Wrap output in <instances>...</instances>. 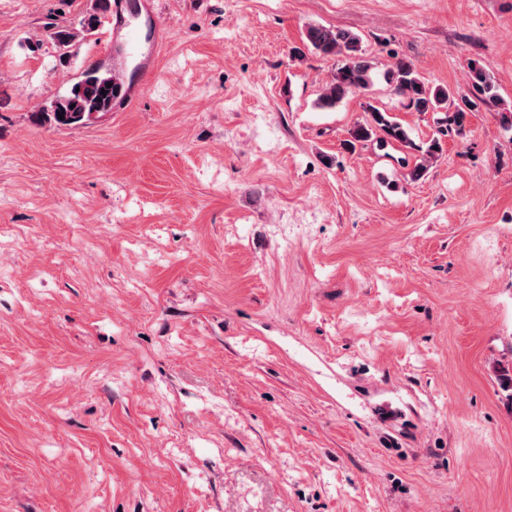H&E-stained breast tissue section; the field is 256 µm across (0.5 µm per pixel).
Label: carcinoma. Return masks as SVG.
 Listing matches in <instances>:
<instances>
[{"label":"carcinoma","instance_id":"carcinoma-1","mask_svg":"<svg viewBox=\"0 0 512 512\" xmlns=\"http://www.w3.org/2000/svg\"><path fill=\"white\" fill-rule=\"evenodd\" d=\"M108 9L109 0H95L92 10L80 21V32L52 23L46 24L45 31L56 47L67 48L79 34L94 32L101 22V14ZM306 39L315 50L341 58L340 66L317 99L318 108L332 109L350 94L367 89L374 83L373 65L361 52L360 38L352 32L311 25L306 30ZM383 77L407 101V106L418 112L429 109L444 112V117L439 121L437 136L423 146L412 141L407 129L392 113L373 105L368 106V119L352 131V138L356 142L375 144L379 148L400 144L416 150L418 155L415 156V164L410 172L414 179L421 177L427 171L430 161L439 156L442 151L441 137L464 133L466 111L476 106L478 100L494 98L493 83L487 67L476 61L468 66L472 96L461 98V103L452 112L448 111V100L451 98L449 89L429 85L410 62L396 60L385 70ZM118 97L119 87L114 84L112 70L101 66L89 67L70 84L65 94L56 97L48 108L37 113V121L57 128L83 127L100 115L112 111ZM61 115L64 116L62 120L59 119Z\"/></svg>","mask_w":512,"mask_h":512}]
</instances>
